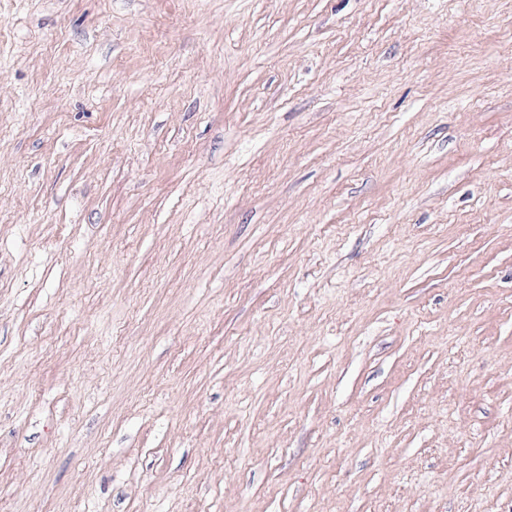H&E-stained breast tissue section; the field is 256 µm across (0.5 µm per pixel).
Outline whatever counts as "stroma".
I'll return each mask as SVG.
<instances>
[{
	"mask_svg": "<svg viewBox=\"0 0 512 512\" xmlns=\"http://www.w3.org/2000/svg\"><path fill=\"white\" fill-rule=\"evenodd\" d=\"M0 512H512V0H0Z\"/></svg>",
	"mask_w": 512,
	"mask_h": 512,
	"instance_id": "35a3bbf8",
	"label": "stroma"
}]
</instances>
